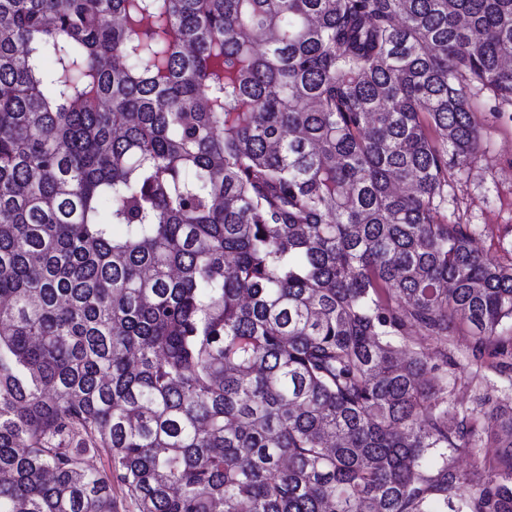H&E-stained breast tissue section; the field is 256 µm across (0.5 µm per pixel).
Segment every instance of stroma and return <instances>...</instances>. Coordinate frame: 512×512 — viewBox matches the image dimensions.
Wrapping results in <instances>:
<instances>
[{
    "instance_id": "1",
    "label": "stroma",
    "mask_w": 512,
    "mask_h": 512,
    "mask_svg": "<svg viewBox=\"0 0 512 512\" xmlns=\"http://www.w3.org/2000/svg\"><path fill=\"white\" fill-rule=\"evenodd\" d=\"M479 124L483 156L472 166L454 175L448 184V202L444 208L449 219L476 224L482 229L477 238L480 251L488 259L512 263V109L498 108L485 92L472 99ZM447 356L454 364L448 369V402L463 408H475L480 398L497 396L512 388V380L493 368L475 369L472 343L468 334L456 336ZM499 450L493 438L483 439L474 448L445 449L444 454L464 478V491L479 492L489 478L488 465Z\"/></svg>"
}]
</instances>
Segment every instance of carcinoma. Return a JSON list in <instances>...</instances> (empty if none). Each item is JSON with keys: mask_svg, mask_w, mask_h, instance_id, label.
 I'll return each instance as SVG.
<instances>
[{"mask_svg": "<svg viewBox=\"0 0 512 512\" xmlns=\"http://www.w3.org/2000/svg\"><path fill=\"white\" fill-rule=\"evenodd\" d=\"M509 59L512 0H0V512H512L448 404L512 265L443 214ZM497 444L492 438L484 436L482 443L475 448H438L435 450L434 456L438 462L439 457L444 453L456 468V470L464 478V491L466 494H474L479 492L488 481L490 472H488V464L492 462L503 448H496Z\"/></svg>", "mask_w": 512, "mask_h": 512, "instance_id": "1", "label": "carcinoma"}]
</instances>
